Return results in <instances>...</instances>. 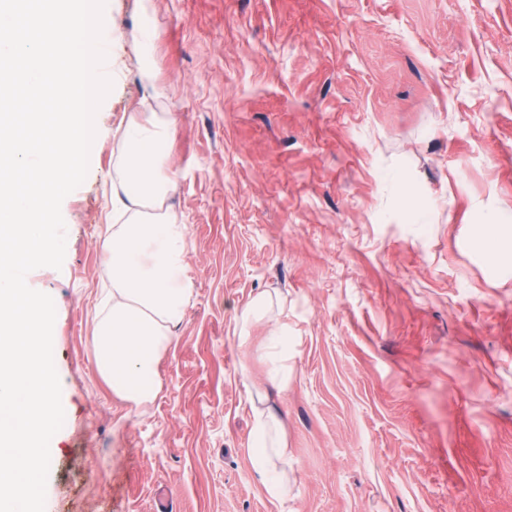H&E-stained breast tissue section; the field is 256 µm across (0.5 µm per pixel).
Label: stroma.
Instances as JSON below:
<instances>
[{
  "label": "stroma",
  "mask_w": 512,
  "mask_h": 512,
  "mask_svg": "<svg viewBox=\"0 0 512 512\" xmlns=\"http://www.w3.org/2000/svg\"><path fill=\"white\" fill-rule=\"evenodd\" d=\"M145 82L112 0L118 78L61 206L65 418L45 512H512V0H154ZM170 112L168 203L192 296L133 408L92 348L115 132ZM272 308L240 338L238 313ZM288 321V383L267 336ZM288 439L289 494L249 459V399Z\"/></svg>",
  "instance_id": "1"
}]
</instances>
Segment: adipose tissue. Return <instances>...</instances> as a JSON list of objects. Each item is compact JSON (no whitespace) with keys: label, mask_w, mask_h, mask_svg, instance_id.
<instances>
[{"label":"adipose tissue","mask_w":512,"mask_h":512,"mask_svg":"<svg viewBox=\"0 0 512 512\" xmlns=\"http://www.w3.org/2000/svg\"><path fill=\"white\" fill-rule=\"evenodd\" d=\"M172 127V119L146 112L122 128L107 219L110 289L96 316L92 345L113 394L136 405L154 396L158 362L192 294L187 227L166 203L177 179L169 164ZM253 419L251 466L265 494L284 500L288 442L272 410H254Z\"/></svg>","instance_id":"ef3b65f1"}]
</instances>
